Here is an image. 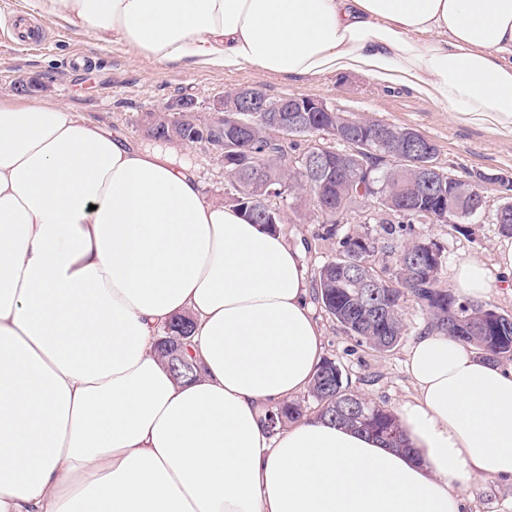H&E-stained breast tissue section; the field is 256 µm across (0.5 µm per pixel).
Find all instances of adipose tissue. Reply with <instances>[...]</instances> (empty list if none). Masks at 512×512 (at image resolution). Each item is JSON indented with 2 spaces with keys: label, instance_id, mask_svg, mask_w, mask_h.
Instances as JSON below:
<instances>
[{
  "label": "adipose tissue",
  "instance_id": "1",
  "mask_svg": "<svg viewBox=\"0 0 512 512\" xmlns=\"http://www.w3.org/2000/svg\"><path fill=\"white\" fill-rule=\"evenodd\" d=\"M163 63L358 72L512 137V0H29ZM195 322L194 381L155 353ZM321 330L283 234L206 201L169 150L0 97V512H459L512 481V365L422 329L408 451L274 406ZM170 333H167L169 336L173 335V336H179L180 333H182V335L184 336H189L187 338H185L183 341V348L181 350V355H182V358L189 364L191 370L189 371H185V370H182V373L181 374H175L174 371L170 368V360L168 359V357H164L166 358L167 362H168V365H169V368L171 370V372L173 373V375L176 377V378H187L189 377L191 374H193L194 372V364H193V361L188 359V356H187V353H186V350L184 351V347L187 343V340L192 336L193 334V330H194V324L193 322L189 319V317L187 316H177L176 318L172 319L171 323H170ZM169 336H163L158 344H157V351L159 353V355H163V353L167 350L166 349V346L168 345V343L171 341H167V340H164L165 338L169 337Z\"/></svg>",
  "mask_w": 512,
  "mask_h": 512
}]
</instances>
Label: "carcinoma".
Wrapping results in <instances>:
<instances>
[{"label":"carcinoma","mask_w":512,"mask_h":512,"mask_svg":"<svg viewBox=\"0 0 512 512\" xmlns=\"http://www.w3.org/2000/svg\"><path fill=\"white\" fill-rule=\"evenodd\" d=\"M355 131L372 133V168L364 170L349 159L352 148L328 154L330 168L321 178L308 179L304 158L296 154L299 145L275 141L265 131L276 125V113L258 112L253 116V131L239 133L229 118L224 131L200 123H170L160 117L149 128L156 139L180 141L189 145L224 140V176L236 186L233 205L257 224L268 219L263 203L279 201L293 207L309 195L326 234L336 235L352 205V197L362 193L379 195L385 210L372 223L380 225L373 233L370 225L344 235L338 241L336 257L323 264L312 279L315 299L345 333L374 350L390 351L404 335L402 304L410 298L423 307L427 326L473 346L482 357L497 361L512 358V315L488 304L464 301L451 290L440 287L444 263L443 251L432 241L390 244L397 228L405 224H447L456 227L474 216L464 204L440 206L436 196L448 194V171L440 170L433 185L418 180L409 165L395 164L393 145L402 129L382 121L353 119ZM302 134L336 138V125L325 112L307 113ZM491 221L504 237H512V205L493 214ZM372 258L369 266L357 262ZM194 324L187 316L170 323V334L192 336ZM319 405L317 416L377 435L398 447L402 427L391 410L372 403L350 391L343 383L340 367L324 360L311 387ZM277 424L285 425L306 417L303 406L295 401L276 408Z\"/></svg>","instance_id":"cac0c4a2"}]
</instances>
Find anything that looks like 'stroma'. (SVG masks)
<instances>
[{"label":"stroma","mask_w":512,"mask_h":512,"mask_svg":"<svg viewBox=\"0 0 512 512\" xmlns=\"http://www.w3.org/2000/svg\"><path fill=\"white\" fill-rule=\"evenodd\" d=\"M46 46L30 51L10 36L0 34V96L13 93V84L24 78L36 81L34 100H51L78 112L86 119L109 127L138 146L154 141L145 131L149 112L180 97L194 100L201 118H208L214 99L230 89L258 86L273 99L309 96L356 118H369L413 128L436 148L438 166L458 175L499 173L512 177V138L454 119L441 106L400 85L380 82L362 73H325L315 76H284L262 72L250 65L225 69L204 62L158 63L143 59L123 43L99 42L92 31L42 20ZM168 150L196 172L208 201L222 203L224 167L204 146L168 143ZM284 237L296 248L305 279L331 260L337 242L322 236L312 205L285 213ZM403 241L430 239L444 249L441 283L452 288L457 266L469 259L484 263L492 290L486 302L512 314V288L507 275L494 265L504 238L496 225L482 216L445 224H411ZM314 318L322 333L324 356L335 360L350 390L370 402L396 409L413 388L406 373V352L426 313L414 301L402 307L405 332L398 345L379 352L344 331L321 308ZM466 512H512V482L496 478L476 480L465 494Z\"/></svg>","instance_id":"35a3bbf8"}]
</instances>
